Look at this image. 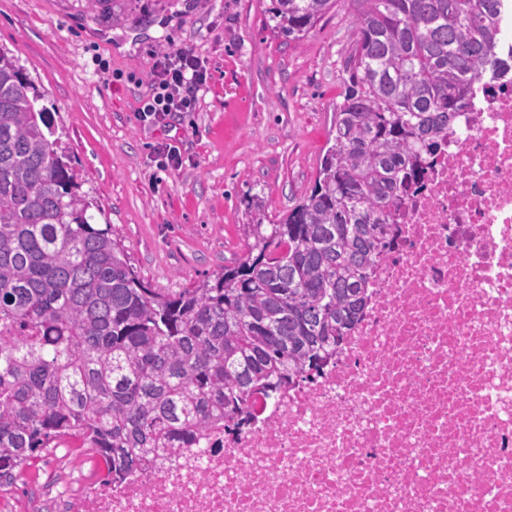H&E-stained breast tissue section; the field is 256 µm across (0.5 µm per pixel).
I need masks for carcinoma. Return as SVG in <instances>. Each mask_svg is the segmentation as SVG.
<instances>
[{
    "instance_id": "cac0c4a2",
    "label": "carcinoma",
    "mask_w": 512,
    "mask_h": 512,
    "mask_svg": "<svg viewBox=\"0 0 512 512\" xmlns=\"http://www.w3.org/2000/svg\"><path fill=\"white\" fill-rule=\"evenodd\" d=\"M339 0H273L305 36ZM352 73L310 194L249 204L239 263L163 294L94 207L52 113L0 49V478L80 435L112 481L336 354L390 248L383 215L497 63L508 0H353Z\"/></svg>"
}]
</instances>
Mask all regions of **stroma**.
I'll use <instances>...</instances> for the list:
<instances>
[{
    "label": "stroma",
    "instance_id": "obj_1",
    "mask_svg": "<svg viewBox=\"0 0 512 512\" xmlns=\"http://www.w3.org/2000/svg\"><path fill=\"white\" fill-rule=\"evenodd\" d=\"M272 0H0V48L18 60L63 127L82 189L149 285L174 294L234 265L253 195L265 223L296 207L334 142L349 84L354 9L339 0L304 37L268 28ZM175 45L203 60L206 88L171 131L137 119L155 56ZM115 79L104 86L99 63ZM175 139L182 165L158 148ZM48 496L94 475L97 461L43 452Z\"/></svg>",
    "mask_w": 512,
    "mask_h": 512
}]
</instances>
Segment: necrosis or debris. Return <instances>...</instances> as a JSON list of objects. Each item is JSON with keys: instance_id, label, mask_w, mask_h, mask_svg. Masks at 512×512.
<instances>
[{"instance_id": "necrosis-or-debris-1", "label": "necrosis or debris", "mask_w": 512, "mask_h": 512, "mask_svg": "<svg viewBox=\"0 0 512 512\" xmlns=\"http://www.w3.org/2000/svg\"><path fill=\"white\" fill-rule=\"evenodd\" d=\"M451 119L312 379L66 512H512V74Z\"/></svg>"}]
</instances>
